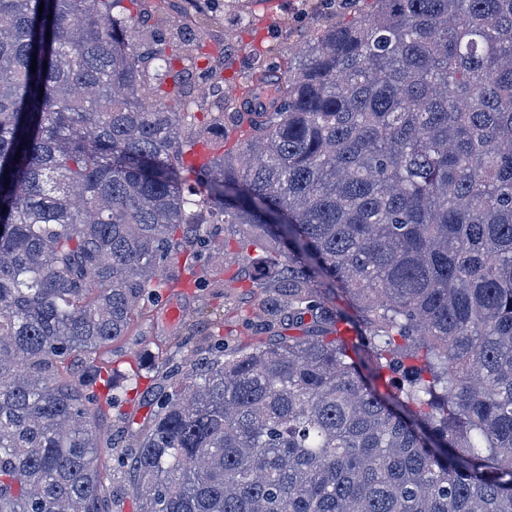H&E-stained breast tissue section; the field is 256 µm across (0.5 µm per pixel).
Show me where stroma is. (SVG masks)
<instances>
[{
  "label": "stroma",
  "instance_id": "stroma-1",
  "mask_svg": "<svg viewBox=\"0 0 512 512\" xmlns=\"http://www.w3.org/2000/svg\"><path fill=\"white\" fill-rule=\"evenodd\" d=\"M302 0H231L221 20L210 32L215 39L231 49L237 58V68L248 67L252 52L263 49L269 30L287 26ZM201 263L209 272H222L228 286L224 297L213 296L208 288H178L164 293L153 312L133 318L127 336L115 341L106 356L117 382L135 378L136 383L122 399L126 419L143 423L151 409V400L163 384V359L169 355L177 324L168 322L166 310L173 305L185 309V321L194 323L196 332L209 337L214 331L236 343L249 346L258 341H272L279 335H303L302 327H281L272 332L257 313L258 291L251 282L253 270L246 255L240 254L235 235L219 228L209 251ZM126 439H116L114 447L98 452V464L106 482L114 491L113 512H134V504L124 489L128 484L126 472L118 470L116 459L127 455Z\"/></svg>",
  "mask_w": 512,
  "mask_h": 512
}]
</instances>
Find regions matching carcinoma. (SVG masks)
I'll return each instance as SVG.
<instances>
[{
  "mask_svg": "<svg viewBox=\"0 0 512 512\" xmlns=\"http://www.w3.org/2000/svg\"><path fill=\"white\" fill-rule=\"evenodd\" d=\"M307 2L227 98L215 0H0V512H112L100 356L206 285L210 224L267 328L313 331L171 369L127 424L139 512H512V0Z\"/></svg>",
  "mask_w": 512,
  "mask_h": 512,
  "instance_id": "1",
  "label": "carcinoma"
}]
</instances>
